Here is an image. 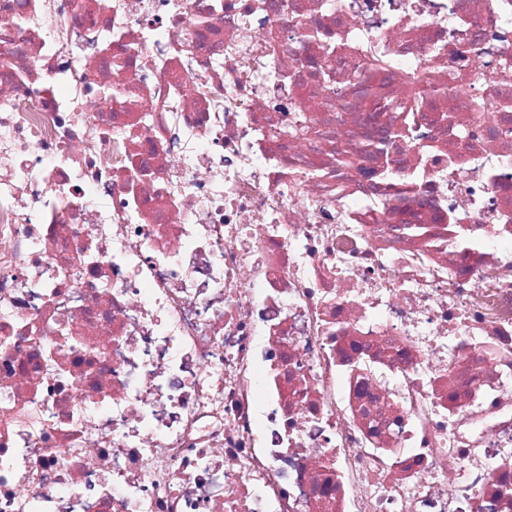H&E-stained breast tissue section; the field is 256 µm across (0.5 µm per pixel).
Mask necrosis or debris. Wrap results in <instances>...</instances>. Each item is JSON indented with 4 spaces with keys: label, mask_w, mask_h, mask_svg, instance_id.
<instances>
[{
    "label": "necrosis or debris",
    "mask_w": 512,
    "mask_h": 512,
    "mask_svg": "<svg viewBox=\"0 0 512 512\" xmlns=\"http://www.w3.org/2000/svg\"><path fill=\"white\" fill-rule=\"evenodd\" d=\"M0 512H512V0H0Z\"/></svg>",
    "instance_id": "necrosis-or-debris-1"
}]
</instances>
